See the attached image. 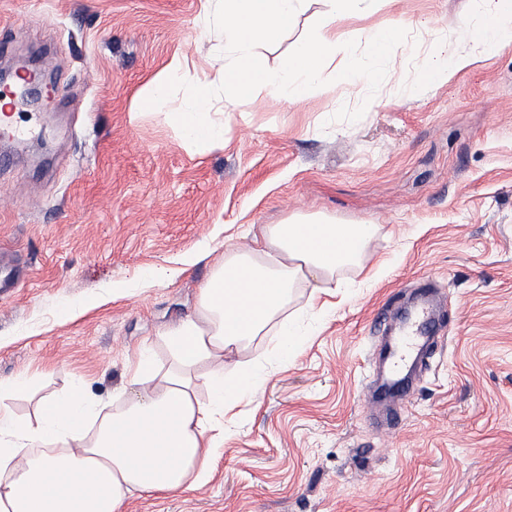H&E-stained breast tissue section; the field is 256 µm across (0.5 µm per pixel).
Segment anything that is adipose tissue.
Listing matches in <instances>:
<instances>
[{"instance_id": "1", "label": "adipose tissue", "mask_w": 512, "mask_h": 512, "mask_svg": "<svg viewBox=\"0 0 512 512\" xmlns=\"http://www.w3.org/2000/svg\"><path fill=\"white\" fill-rule=\"evenodd\" d=\"M471 2L460 41L511 47L512 0ZM459 43L438 41L424 68L428 82L470 65ZM378 230L294 216L226 250L199 290L196 315L163 335L172 366L138 356L113 411L76 384L41 397L35 420L22 419L8 403L33 381L0 382V512H125L135 495L180 496L206 484L224 444L225 403L258 386L251 376L225 385V356L276 328L297 335L288 309L298 288L311 279L339 286L345 270L369 259ZM203 387L209 397H200Z\"/></svg>"}]
</instances>
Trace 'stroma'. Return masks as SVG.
Returning <instances> with one entry per match:
<instances>
[{
    "label": "stroma",
    "mask_w": 512,
    "mask_h": 512,
    "mask_svg": "<svg viewBox=\"0 0 512 512\" xmlns=\"http://www.w3.org/2000/svg\"><path fill=\"white\" fill-rule=\"evenodd\" d=\"M204 0H0L9 46L33 56L49 99L18 111L30 128L0 144V252L20 266L0 296V380L34 390L10 409L35 419L40 396L83 383L113 402L137 353L162 368L163 333L193 316L226 249L264 224L324 214L379 225L374 258L345 271L332 311L308 314L288 349L256 337L224 359V380L260 383L226 414L210 481L185 495L133 497L127 512H512V48L426 83L423 62L455 37L470 0H380L339 22L345 37L396 18L420 22L369 105L344 99L335 49L326 86L300 104L258 89L249 106L215 98L224 140L194 146L138 99L172 58L217 79L218 31ZM323 0L259 50L281 67ZM365 107L356 122L340 108ZM440 290L444 342L418 390L390 415L364 401L377 325L421 277Z\"/></svg>",
    "instance_id": "obj_1"
}]
</instances>
